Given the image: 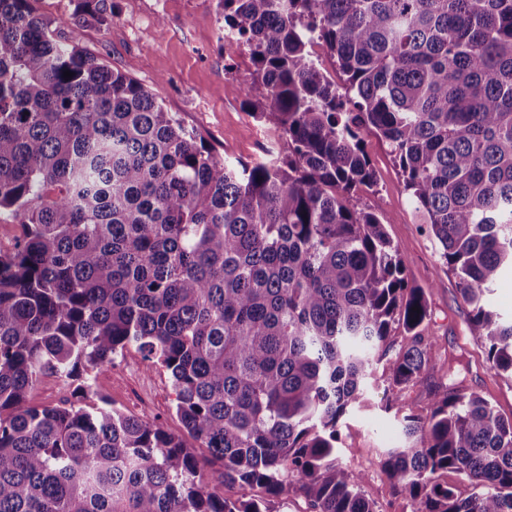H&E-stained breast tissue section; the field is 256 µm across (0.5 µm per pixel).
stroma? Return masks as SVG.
<instances>
[{"label":"stroma","instance_id":"stroma-1","mask_svg":"<svg viewBox=\"0 0 512 512\" xmlns=\"http://www.w3.org/2000/svg\"><path fill=\"white\" fill-rule=\"evenodd\" d=\"M107 5L112 17L104 26L76 25L75 0H37L35 7L63 31H76L82 48L156 93L164 108L197 130L218 156L264 158L269 144L277 140L276 133L250 118L242 98L224 91L225 84L250 81L254 67L248 52L226 51L224 17L217 0H107ZM364 148L377 185L359 191L358 204L379 217L405 260L409 284L425 290L432 310L427 332L437 340L429 383L406 390V404L426 408L430 386L440 383L453 360L461 364L467 390L512 419V380L490 369L484 344L470 330V308L460 296L458 280L441 267L438 244L410 200L389 145L370 134ZM91 383L113 407L160 420L170 433L183 435L169 373L137 347H127L110 367L92 372ZM389 395L385 377L376 375L363 403L340 423L339 457L350 468L368 473L364 491L379 512H404L405 502L392 497L377 466L379 455L402 438L394 412L385 408Z\"/></svg>","mask_w":512,"mask_h":512}]
</instances>
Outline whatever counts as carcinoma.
<instances>
[{"label": "carcinoma", "instance_id": "carcinoma-1", "mask_svg": "<svg viewBox=\"0 0 512 512\" xmlns=\"http://www.w3.org/2000/svg\"><path fill=\"white\" fill-rule=\"evenodd\" d=\"M33 2L0 0V211L20 225L0 247V512H273L297 494L378 512L336 443L380 362L403 434L379 459L393 494L512 512V419L452 368L427 410L402 402L432 368L430 309L353 197L376 184L374 133L512 377V321L483 302L512 271V0H219L254 65L228 90L284 143L251 163L217 157ZM77 18L106 24V0H77ZM132 343L240 497L157 420L30 403L42 376L77 380Z\"/></svg>", "mask_w": 512, "mask_h": 512}]
</instances>
